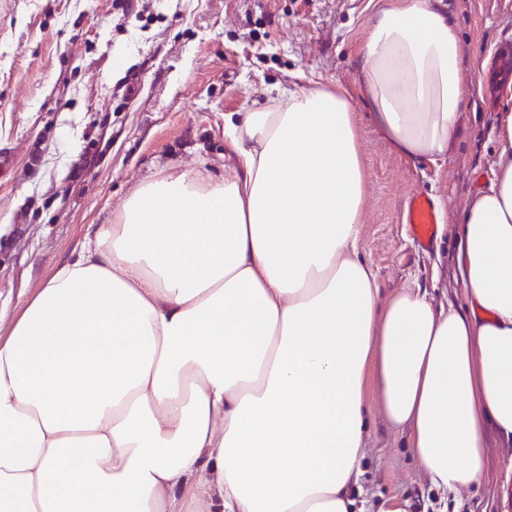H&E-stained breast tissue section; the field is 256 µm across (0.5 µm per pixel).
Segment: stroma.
Returning <instances> with one entry per match:
<instances>
[{
    "label": "stroma",
    "instance_id": "1",
    "mask_svg": "<svg viewBox=\"0 0 512 512\" xmlns=\"http://www.w3.org/2000/svg\"><path fill=\"white\" fill-rule=\"evenodd\" d=\"M382 0H153L150 27L119 30L113 0H0V326L61 263L86 228L111 223L140 182L173 171L224 174V115L264 102L267 88L314 84L355 101L368 185L361 253L383 293L426 289L455 299L457 248L419 252L401 217L411 195L456 223L489 185L505 90L488 68L512 56V0H444L473 81L461 134L445 161L397 156L360 105L356 54ZM138 86L123 99L124 79ZM406 434L376 419L362 477L368 512L388 499L407 512H512L507 449L491 446V480L457 494L410 459Z\"/></svg>",
    "mask_w": 512,
    "mask_h": 512
}]
</instances>
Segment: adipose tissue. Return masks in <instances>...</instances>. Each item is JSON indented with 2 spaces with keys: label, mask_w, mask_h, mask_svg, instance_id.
Listing matches in <instances>:
<instances>
[{
  "label": "adipose tissue",
  "mask_w": 512,
  "mask_h": 512,
  "mask_svg": "<svg viewBox=\"0 0 512 512\" xmlns=\"http://www.w3.org/2000/svg\"><path fill=\"white\" fill-rule=\"evenodd\" d=\"M356 62L393 151L445 160L472 96L442 0H384ZM224 175L141 184L0 336V512H357L368 393L458 493L512 447V107L451 232L462 300L383 296L341 90L224 117Z\"/></svg>",
  "instance_id": "adipose-tissue-1"
}]
</instances>
